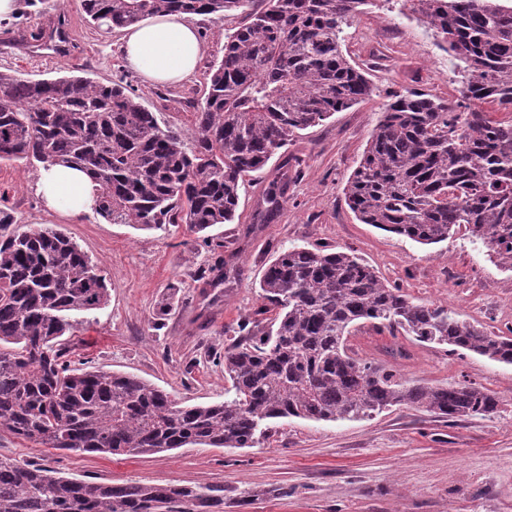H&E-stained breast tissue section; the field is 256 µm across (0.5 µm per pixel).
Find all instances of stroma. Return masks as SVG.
Here are the masks:
<instances>
[{
  "mask_svg": "<svg viewBox=\"0 0 512 512\" xmlns=\"http://www.w3.org/2000/svg\"><path fill=\"white\" fill-rule=\"evenodd\" d=\"M25 10L18 5L6 32H0V71L30 80L81 75L104 84L126 81L160 122L178 127L188 141L209 69L224 55V33L242 20L236 13L201 17L205 48L199 67L164 93L124 68L119 31L90 25L81 0H62L61 12L36 20ZM61 17L72 61L48 59L19 41V34L49 29ZM343 50L373 83L374 95L289 142L285 154L300 159V175L289 183L280 213L240 254L237 273L215 286L199 279L210 254L188 245L185 229L137 230L95 215L78 222L62 219L41 207L33 188L35 168L23 159L0 163V209L19 224L57 226L106 277L107 303L72 317L65 336L71 361L136 376L182 403H222L231 383L217 357L237 324L262 305L259 281L274 250L315 244L354 249L382 279L417 301L445 306L494 331L504 329L512 271L497 266L465 230L423 246L360 223L343 193L394 93L458 99L462 78L455 59L404 0L363 6L344 29ZM276 166L269 161L247 177L234 222L215 226L226 249L236 247L253 224ZM171 291L174 308L158 319L159 304ZM348 345L416 384L486 387L497 397L498 410L453 422L409 406L364 420L282 419L251 448L197 445L138 455L44 448L0 426V457L112 486L218 485L224 489V512H512V365L393 337L368 324L349 336Z\"/></svg>",
  "mask_w": 512,
  "mask_h": 512,
  "instance_id": "obj_1",
  "label": "stroma"
}]
</instances>
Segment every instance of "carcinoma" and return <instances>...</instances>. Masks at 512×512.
<instances>
[{"instance_id":"carcinoma-1","label":"carcinoma","mask_w":512,"mask_h":512,"mask_svg":"<svg viewBox=\"0 0 512 512\" xmlns=\"http://www.w3.org/2000/svg\"><path fill=\"white\" fill-rule=\"evenodd\" d=\"M368 0H81L109 30L159 13L237 11L224 57L209 73L197 135L185 144L161 127L122 81L87 76L28 80L0 71V161L82 169L101 185L95 214L139 230L185 225L211 252L234 221L245 178L299 132L373 93L342 52L344 26ZM462 73V101L394 95L373 130L345 200L364 224L422 245L461 227L512 271V0H407ZM34 15L58 0H24ZM278 168L257 216L285 203ZM264 304L224 348L227 398L181 404L133 375L72 366L62 342L69 314L105 305V277L69 236L13 226L0 211V425L45 448L138 454L201 444L252 448L262 426L288 417L369 418L399 405L441 418L496 412L475 384H412L351 353L348 336L370 323L419 343L512 364V338L447 308L421 303L350 252L278 250L259 282ZM272 317H267V314ZM216 487L105 485L0 458V512H215Z\"/></svg>"}]
</instances>
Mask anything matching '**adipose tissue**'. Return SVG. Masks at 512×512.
<instances>
[{
	"label": "adipose tissue",
	"mask_w": 512,
	"mask_h": 512,
	"mask_svg": "<svg viewBox=\"0 0 512 512\" xmlns=\"http://www.w3.org/2000/svg\"><path fill=\"white\" fill-rule=\"evenodd\" d=\"M125 64L151 85L174 86L192 77L204 53L198 24L181 15L158 14L122 30ZM100 186L77 167L40 169L35 193L44 207L61 217L92 215Z\"/></svg>",
	"instance_id": "ef3b65f1"
}]
</instances>
